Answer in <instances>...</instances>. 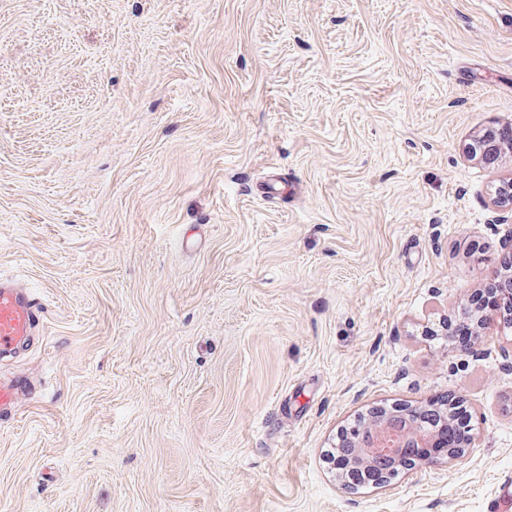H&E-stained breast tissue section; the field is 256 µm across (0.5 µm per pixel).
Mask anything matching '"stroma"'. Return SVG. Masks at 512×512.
<instances>
[{
	"label": "stroma",
	"mask_w": 512,
	"mask_h": 512,
	"mask_svg": "<svg viewBox=\"0 0 512 512\" xmlns=\"http://www.w3.org/2000/svg\"><path fill=\"white\" fill-rule=\"evenodd\" d=\"M507 126L512 0H0V276L46 309L0 512H487L512 330H439L512 253ZM450 392L462 457L329 464Z\"/></svg>",
	"instance_id": "obj_1"
}]
</instances>
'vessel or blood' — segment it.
Returning a JSON list of instances; mask_svg holds the SVG:
<instances>
[{"label": "vessel or blood", "mask_w": 512, "mask_h": 512, "mask_svg": "<svg viewBox=\"0 0 512 512\" xmlns=\"http://www.w3.org/2000/svg\"><path fill=\"white\" fill-rule=\"evenodd\" d=\"M42 309L29 291L0 279V355L29 342Z\"/></svg>", "instance_id": "vessel-or-blood-1"}]
</instances>
